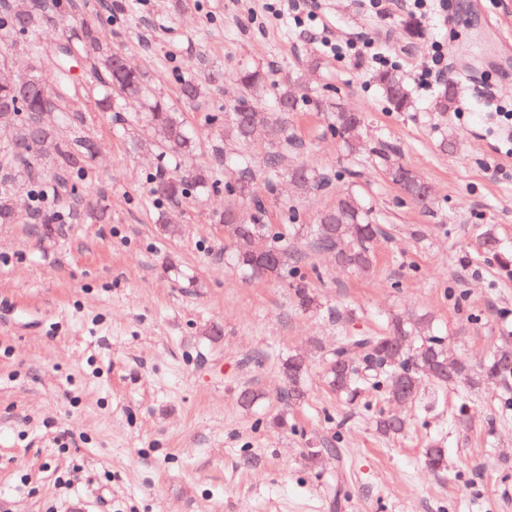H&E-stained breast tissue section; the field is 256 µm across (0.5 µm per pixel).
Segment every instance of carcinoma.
I'll use <instances>...</instances> for the list:
<instances>
[{
    "mask_svg": "<svg viewBox=\"0 0 512 512\" xmlns=\"http://www.w3.org/2000/svg\"><path fill=\"white\" fill-rule=\"evenodd\" d=\"M62 8V0H0V47L27 51L52 72L50 83L38 72L22 81L7 65L0 64V123L8 130L6 140L0 141V224L19 221L17 198L21 193L27 197L28 209H37L42 217L43 237L47 239L62 233L61 224L108 220L106 209L85 203L77 188V182L91 169L90 137L76 122L55 126L41 121L45 111L72 112L83 100L115 110L122 125L148 122L153 136L139 142L138 148L154 153L160 162L159 176L151 179L150 186L158 199L178 203L213 185L215 166H189L196 143L180 113L155 98L152 84L143 75L121 63L116 51L99 38L95 21L84 22L72 37L53 35L54 14ZM80 62L91 65L93 80L77 93L73 91L72 71ZM238 80L244 94L230 105L224 118V139L235 144L236 152L228 155L218 143L214 154L220 165L233 171V181L225 184V190L247 203L252 213L245 221L236 208L229 207L220 217L229 243L227 258L234 267L253 276L287 280L297 308L309 311L317 307V301L301 271V252L280 225L266 222L265 205L253 195L255 169L249 155L258 130L271 139L262 159L265 169L277 171L284 154L298 150L288 116L298 109L300 97L294 87L284 84L277 91L274 110L269 111L253 96L264 83L263 74L247 68L239 72ZM375 81L395 111L413 107L410 90L400 75L383 70L375 74ZM180 82L181 98L187 102L207 94V85L193 75L183 76ZM457 94L453 85L441 89L435 98V111H451ZM330 129L350 153L359 150L363 137L359 113L337 110L332 113ZM374 154L407 198L424 208L429 206L426 182L395 159L394 148L382 143ZM288 176L297 184H311L320 191L333 185L329 174L300 166L290 169ZM296 230L309 234L316 248L336 253L341 269L367 274L375 267V245L381 229L352 193L338 194L336 204L322 211L316 223L291 225V231ZM470 248L478 257H492L500 277L512 280V251L503 246L494 228L479 232ZM508 354L512 355V338L506 336L504 343L475 367L462 357L448 356L444 337L436 334L429 317L411 320L397 315L379 332L352 330L338 337L336 347L323 355L324 380L348 406L361 402L369 391L386 403L406 404L417 397L420 379L427 378L439 387L495 385L502 392L501 407L510 409L512 370L502 362ZM282 371L286 389L281 400L292 410L307 397V360L293 353L282 363ZM374 417L376 431L383 437H396L407 429L401 416L383 408L376 410ZM424 458L431 468L445 469V450L438 444H429Z\"/></svg>",
    "mask_w": 512,
    "mask_h": 512,
    "instance_id": "obj_1",
    "label": "carcinoma"
}]
</instances>
